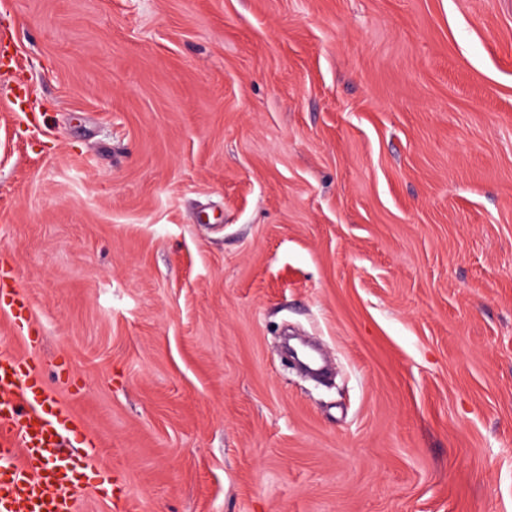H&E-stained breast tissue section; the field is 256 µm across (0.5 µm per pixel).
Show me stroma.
Wrapping results in <instances>:
<instances>
[{
  "mask_svg": "<svg viewBox=\"0 0 512 512\" xmlns=\"http://www.w3.org/2000/svg\"><path fill=\"white\" fill-rule=\"evenodd\" d=\"M1 268L78 512H512V0H0ZM0 301L2 303V307H8L15 313V323L14 325L22 331L24 330L25 325L27 326V319L25 317V313L27 309L25 308L24 299L22 298V303L20 298L17 296V293L12 288H3L1 286V277H0Z\"/></svg>",
  "mask_w": 512,
  "mask_h": 512,
  "instance_id": "35a3bbf8",
  "label": "stroma"
}]
</instances>
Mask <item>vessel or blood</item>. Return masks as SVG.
<instances>
[{
    "label": "vessel or blood",
    "instance_id": "vessel-or-blood-1",
    "mask_svg": "<svg viewBox=\"0 0 512 512\" xmlns=\"http://www.w3.org/2000/svg\"><path fill=\"white\" fill-rule=\"evenodd\" d=\"M81 429L27 357L0 347V512H77L81 459L61 452Z\"/></svg>",
    "mask_w": 512,
    "mask_h": 512
}]
</instances>
